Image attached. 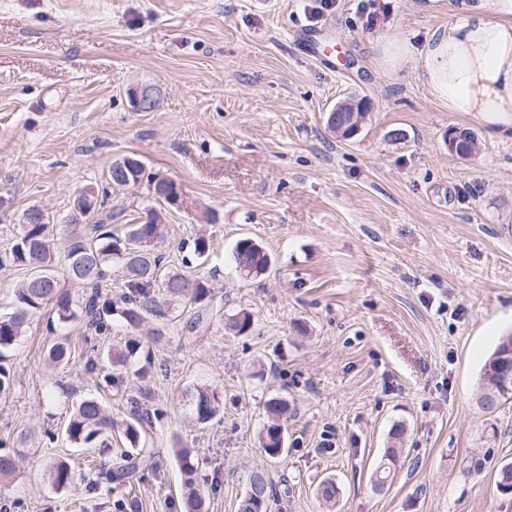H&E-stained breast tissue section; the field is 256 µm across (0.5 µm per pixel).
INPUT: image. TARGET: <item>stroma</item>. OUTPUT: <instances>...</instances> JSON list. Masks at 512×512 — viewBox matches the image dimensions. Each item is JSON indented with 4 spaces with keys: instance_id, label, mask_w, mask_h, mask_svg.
Returning <instances> with one entry per match:
<instances>
[{
    "instance_id": "stroma-1",
    "label": "stroma",
    "mask_w": 512,
    "mask_h": 512,
    "mask_svg": "<svg viewBox=\"0 0 512 512\" xmlns=\"http://www.w3.org/2000/svg\"><path fill=\"white\" fill-rule=\"evenodd\" d=\"M311 0H0V251L25 212L63 224L75 194L102 183L116 159L140 158L173 180L163 204L165 267L182 271L174 241L205 235L198 275L223 301L200 336L167 324L150 342L166 376L143 406L155 477L133 493H88L84 476L111 464L71 445L72 405L101 395L90 354L71 333L72 362L47 373L54 341L35 317L10 353L15 383L0 398V440L30 431L24 462L0 481L15 512H183L176 444L195 448L207 512H237L253 471L288 491L268 512H327L316 490L335 478L334 512H512L499 491L512 463V400L477 402L481 369L512 333V140L451 112L415 62L378 68L373 44L423 45L447 27L424 0H337L311 18ZM315 32L332 61L305 54ZM159 92L151 112L131 94ZM367 97L360 132L341 139L328 112ZM471 129L476 155L448 148L450 127ZM250 238L270 258L238 276L233 249ZM246 311L252 327L232 330ZM305 325L306 335L296 325ZM215 388L220 411L200 425L185 413L194 387ZM285 399L288 452L266 456V403ZM406 428L404 463L375 491L371 473L394 424ZM57 438L46 443L44 430ZM66 459L76 483L57 491L48 467Z\"/></svg>"
}]
</instances>
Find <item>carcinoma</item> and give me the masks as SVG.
<instances>
[{"instance_id":"cac0c4a2","label":"carcinoma","mask_w":512,"mask_h":512,"mask_svg":"<svg viewBox=\"0 0 512 512\" xmlns=\"http://www.w3.org/2000/svg\"><path fill=\"white\" fill-rule=\"evenodd\" d=\"M125 159L121 158L110 166L102 198L96 211L71 216L63 225L60 238H55L50 223L22 224L11 247L0 256V267L13 265L32 272L15 289L16 304L12 313L0 316V357L17 345L25 335L36 315L44 308L55 311L51 326L60 328L61 333L48 351L50 363L65 367L71 361L70 332L77 326L85 340L112 335V321H118L127 331L123 343L105 351L92 348L95 355L88 358L87 370H98V361L107 363L103 384L99 388L121 394L125 401L127 415L117 422L107 406L94 395L87 396L73 406L71 418L65 429L67 439L81 448L112 449L114 435H119L126 444L113 467L103 473L108 484L140 483L156 472L153 456L140 447L145 425L150 423L144 414L141 399L150 387L145 384L149 376L157 377L165 372L163 365L151 362L150 351L144 349L141 328L149 323L155 327L147 335L164 334L165 323L171 320L176 305L183 302L190 307V314L183 323L181 332L195 336L210 329L219 310L214 304L211 285L197 275L167 272L163 254L151 244V237L163 229L162 213L153 210L151 194L159 192L165 178H156L146 172L144 163L136 158L131 167L121 169ZM146 185L147 196L138 208L153 217L151 224L132 225L128 218L130 207L121 203L109 204L112 194ZM121 224L126 231L110 229ZM140 234L143 244L134 253L126 251L127 236ZM178 249L189 250L185 262L191 258L201 259L209 249L205 236L191 241H181ZM236 270L244 278L263 274L269 264L268 254L263 248L244 238L236 243L233 252ZM119 267L126 281L124 290L114 295L107 290L112 267ZM61 268L67 280L81 286L77 297L63 290L56 268ZM494 390L497 398L495 408L512 398V334L501 337L497 348L486 362L481 377V390ZM186 412L193 420L204 425L219 413V402L215 389L197 386L186 395ZM390 445L384 450L380 464L371 479L375 486H387L392 482L402 455L405 427L394 425L390 432ZM260 447L273 459L285 452L284 432L280 424L273 422L260 433ZM175 455L186 475L187 488L185 512H202L203 500L192 463L193 450L178 448ZM18 453H0V479L12 476L18 467ZM50 478L55 490L68 487L74 479L71 465L58 461L51 466ZM259 485L262 489V510H267L271 498L277 495L272 480L263 471H254L248 479V489ZM338 486L333 478L324 479L318 487V495L328 505H335Z\"/></svg>"}]
</instances>
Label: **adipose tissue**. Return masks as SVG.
Returning a JSON list of instances; mask_svg holds the SVG:
<instances>
[{
    "label": "adipose tissue",
    "mask_w": 512,
    "mask_h": 512,
    "mask_svg": "<svg viewBox=\"0 0 512 512\" xmlns=\"http://www.w3.org/2000/svg\"><path fill=\"white\" fill-rule=\"evenodd\" d=\"M455 19L423 48L405 40L374 45L380 67L416 60L430 94L512 138V0H448Z\"/></svg>",
    "instance_id": "adipose-tissue-1"
}]
</instances>
